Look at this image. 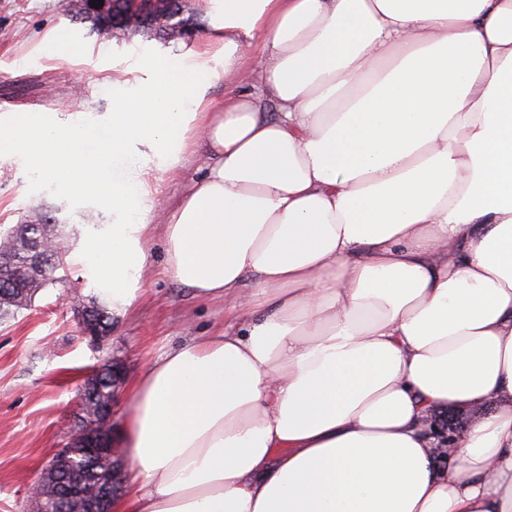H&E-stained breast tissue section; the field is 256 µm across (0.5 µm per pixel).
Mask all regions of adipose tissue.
<instances>
[{
    "mask_svg": "<svg viewBox=\"0 0 512 512\" xmlns=\"http://www.w3.org/2000/svg\"><path fill=\"white\" fill-rule=\"evenodd\" d=\"M209 7L208 46L110 113L0 115L31 180L108 201L85 253L113 312L160 211L167 277L236 317L131 385L115 512H512V0ZM221 72L245 86L212 96ZM196 145L161 209L153 171ZM186 157L184 166L177 174L172 175L164 171H157L155 174V184L161 197L169 206L176 202L186 185L197 179L201 174V167L203 165L202 153L200 151L190 153Z\"/></svg>",
    "mask_w": 512,
    "mask_h": 512,
    "instance_id": "1",
    "label": "adipose tissue"
}]
</instances>
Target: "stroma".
I'll return each mask as SVG.
<instances>
[{
	"label": "stroma",
	"mask_w": 512,
	"mask_h": 512,
	"mask_svg": "<svg viewBox=\"0 0 512 512\" xmlns=\"http://www.w3.org/2000/svg\"><path fill=\"white\" fill-rule=\"evenodd\" d=\"M79 0H0V113L33 108L45 118L112 109V78L132 79L143 54L183 55L211 36V17L202 0H186V18L196 27L191 42H165L155 32L129 28L119 38L72 16ZM65 30L76 50L52 55L54 31ZM202 153L188 154L177 174L156 172L155 184L167 204L197 179ZM51 207L70 225L71 250L58 284L41 289L17 315L0 320V512H33L29 486L48 459L77 432L80 389L105 361L122 366L123 386L112 402L114 435H121L129 410L127 385L153 359L223 330L232 317L220 301H204L162 273V243L147 253L148 270L140 297L118 316L104 347L80 333L78 305L104 298L87 262L79 257L84 240L112 221L111 207L81 199L56 186L31 181L20 158L0 159V226L11 227L41 207Z\"/></svg>",
	"instance_id": "stroma-1"
}]
</instances>
